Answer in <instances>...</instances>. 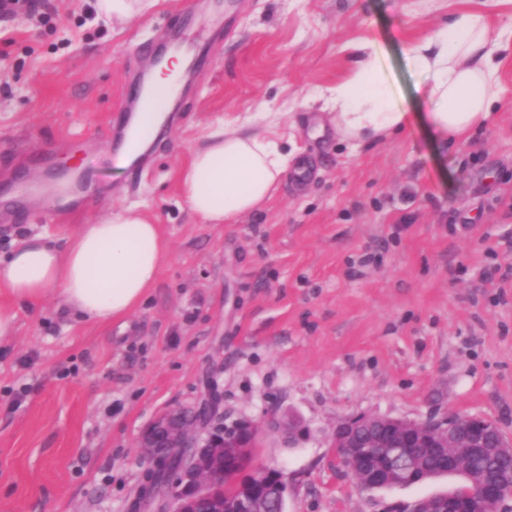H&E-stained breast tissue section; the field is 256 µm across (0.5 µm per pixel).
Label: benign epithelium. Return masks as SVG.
<instances>
[{
  "mask_svg": "<svg viewBox=\"0 0 512 512\" xmlns=\"http://www.w3.org/2000/svg\"><path fill=\"white\" fill-rule=\"evenodd\" d=\"M222 395L214 382L192 409H173L155 420L142 434L139 447L159 463L174 455L180 458L176 475L158 484L153 468L142 475L140 502H154L164 495L160 512H263V491L272 489L284 501L287 484L281 471L256 466L252 448L259 427L293 442L305 426L290 413L268 416L263 425L239 421L231 427L214 423ZM333 447L353 452L352 473L363 486L385 488L391 483L389 466L376 462L368 449L386 448L394 457L423 452L444 457L450 471L460 466L458 449L496 454L512 450L498 423L481 415H468L463 427L455 417H427L407 420L388 416L359 415L336 425ZM503 482L486 477L478 494L464 490L451 497L438 498L434 512H484V504L501 495Z\"/></svg>",
  "mask_w": 512,
  "mask_h": 512,
  "instance_id": "7a95c632",
  "label": "benign epithelium"
}]
</instances>
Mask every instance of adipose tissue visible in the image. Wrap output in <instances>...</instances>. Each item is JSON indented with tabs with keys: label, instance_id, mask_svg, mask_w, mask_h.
Listing matches in <instances>:
<instances>
[{
	"label": "adipose tissue",
	"instance_id": "obj_1",
	"mask_svg": "<svg viewBox=\"0 0 512 512\" xmlns=\"http://www.w3.org/2000/svg\"><path fill=\"white\" fill-rule=\"evenodd\" d=\"M504 48L488 13L460 10L405 48L420 76L419 111L396 98L368 41L357 45L349 78L321 97L334 113L337 136L357 146L417 123L441 141H458L495 116ZM292 160L277 140L242 126H217L181 172V199L204 223H234L274 197ZM166 255L158 226L125 208L77 225L59 239L27 237L0 256V288L31 306L55 296L85 320L106 322L139 306Z\"/></svg>",
	"mask_w": 512,
	"mask_h": 512
}]
</instances>
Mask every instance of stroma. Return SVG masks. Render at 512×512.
Segmentation results:
<instances>
[{"mask_svg":"<svg viewBox=\"0 0 512 512\" xmlns=\"http://www.w3.org/2000/svg\"><path fill=\"white\" fill-rule=\"evenodd\" d=\"M482 0H157L120 27L97 0L0 18V254L139 207L168 245L144 302L110 323L55 300L20 307L0 339V512H129L149 461L142 430L214 380L225 424L292 411L294 444L260 430L254 461L282 471L285 512H393L459 477L368 490L332 448L359 414L489 417L512 441V56L496 121L463 142L422 127L368 147L340 141L311 98L377 40L408 108L403 53ZM209 33L204 51L185 45ZM192 82L141 173L112 137L129 84L165 44ZM252 125L308 161L235 224L180 201L191 149L217 122ZM85 179L31 201L45 166Z\"/></svg>","mask_w":512,"mask_h":512,"instance_id":"stroma-1","label":"stroma"}]
</instances>
